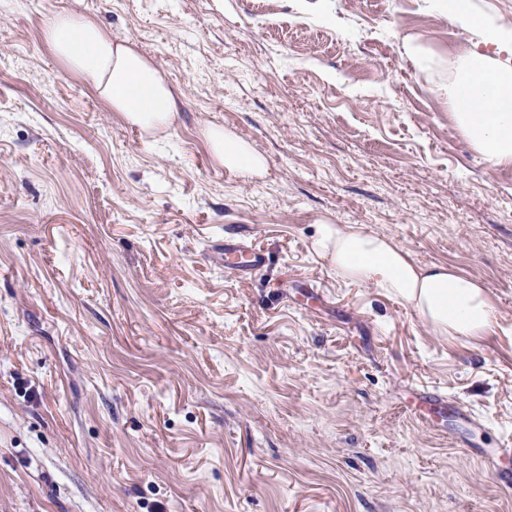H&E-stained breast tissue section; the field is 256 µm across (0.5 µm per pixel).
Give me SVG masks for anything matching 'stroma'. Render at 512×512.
<instances>
[{"label":"stroma","instance_id":"35a3bbf8","mask_svg":"<svg viewBox=\"0 0 512 512\" xmlns=\"http://www.w3.org/2000/svg\"><path fill=\"white\" fill-rule=\"evenodd\" d=\"M59 12L154 63L170 127L56 58ZM473 36L430 0H0V512H512L473 454L512 445V164L438 89ZM212 126L265 171L225 168ZM323 222L480 279L500 329L340 280ZM210 235L264 269L210 267ZM416 386L476 427L430 428Z\"/></svg>","mask_w":512,"mask_h":512}]
</instances>
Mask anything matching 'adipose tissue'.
I'll return each mask as SVG.
<instances>
[{
	"label": "adipose tissue",
	"instance_id": "1",
	"mask_svg": "<svg viewBox=\"0 0 512 512\" xmlns=\"http://www.w3.org/2000/svg\"><path fill=\"white\" fill-rule=\"evenodd\" d=\"M438 10L468 19L479 15L472 49L444 61L454 122L472 147L498 163H512V22L477 13L473 0H438ZM44 37L55 56L84 75L113 111L150 133L169 127L177 110L174 93L156 67L132 47L113 43L94 21L58 14ZM212 150L225 167L260 174L265 160L244 140L210 127ZM312 248L329 259L338 278L370 285L408 303L437 333L475 337L498 326V313L483 282L445 264H419L389 236L356 224H320Z\"/></svg>",
	"mask_w": 512,
	"mask_h": 512
}]
</instances>
